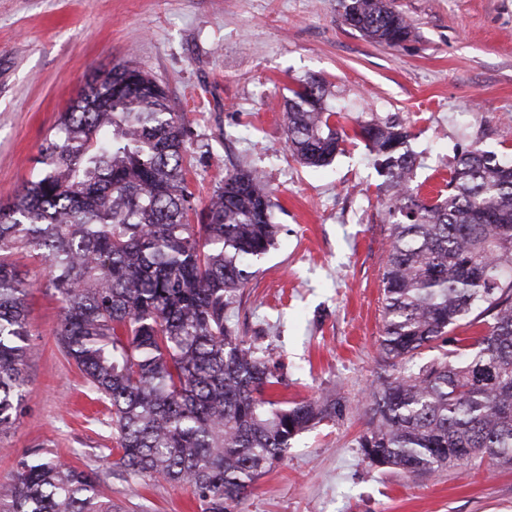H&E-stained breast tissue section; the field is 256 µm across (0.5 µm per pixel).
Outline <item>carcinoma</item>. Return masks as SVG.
I'll use <instances>...</instances> for the list:
<instances>
[{"instance_id": "carcinoma-1", "label": "carcinoma", "mask_w": 512, "mask_h": 512, "mask_svg": "<svg viewBox=\"0 0 512 512\" xmlns=\"http://www.w3.org/2000/svg\"><path fill=\"white\" fill-rule=\"evenodd\" d=\"M339 5L372 42L413 36L395 0ZM328 97L318 77L292 91L287 149L320 169L346 139L363 141L391 219L379 354L397 373L372 390L358 448L407 475L475 457L512 465V160L473 145L455 155L446 189L423 198L407 128L338 112ZM186 155L165 90L120 64L61 113L41 168L0 205V438L27 396L26 302L40 286L60 304L56 346L106 403L113 443L103 470L20 460L0 512H117L99 491L114 464L190 486L202 512H229L295 436L342 408L332 396L289 406L266 396L279 380L227 312L274 245L276 204L258 172L239 168L193 206ZM18 253L44 261L43 282L19 274ZM475 324L474 336H450ZM439 342L452 349L413 363Z\"/></svg>"}]
</instances>
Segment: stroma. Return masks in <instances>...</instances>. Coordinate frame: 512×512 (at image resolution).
I'll return each instance as SVG.
<instances>
[{"mask_svg": "<svg viewBox=\"0 0 512 512\" xmlns=\"http://www.w3.org/2000/svg\"><path fill=\"white\" fill-rule=\"evenodd\" d=\"M414 36L392 48L345 25L338 0H0V203L39 169L47 134L94 76L128 61L153 75L188 128L189 189L206 204L233 167L255 169L277 205L276 241L230 320L277 364L280 401L333 394L343 410L296 436L233 512H512V468L491 460L410 476L364 460L372 386L389 375L377 341L389 215L362 141L309 169L288 153L283 103L324 78L336 110L401 119L416 183L442 189L456 151L512 159V0H396ZM30 394L0 444V495L19 460L83 468L112 443L81 372L58 351V302L27 301ZM122 512H201L191 488L100 486Z\"/></svg>", "mask_w": 512, "mask_h": 512, "instance_id": "35a3bbf8", "label": "stroma"}]
</instances>
